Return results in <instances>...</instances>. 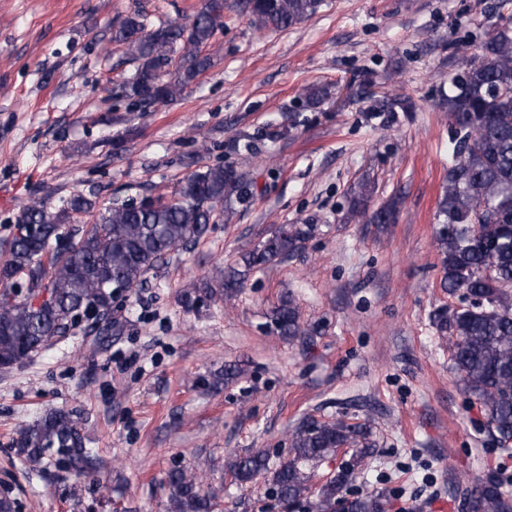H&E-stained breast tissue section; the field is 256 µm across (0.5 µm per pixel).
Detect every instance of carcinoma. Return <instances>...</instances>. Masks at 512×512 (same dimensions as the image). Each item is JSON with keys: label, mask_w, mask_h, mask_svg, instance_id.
Segmentation results:
<instances>
[{"label": "carcinoma", "mask_w": 512, "mask_h": 512, "mask_svg": "<svg viewBox=\"0 0 512 512\" xmlns=\"http://www.w3.org/2000/svg\"><path fill=\"white\" fill-rule=\"evenodd\" d=\"M512 0H500L494 28L480 50L459 59L449 79L448 110L464 138L448 148L452 163L438 201L435 243L444 272L442 286L468 302L438 311L433 323L448 337L454 368L466 394L475 398L486 426L501 445L512 440ZM321 0H241L240 10L252 26L286 30L316 14ZM224 29V0H202L192 22L148 26L141 7L112 30V44L122 47L121 61L135 64L112 93L147 111L173 100L211 66L202 54L217 31ZM330 95L326 86L303 89V103L315 107ZM252 182L246 164L208 165L188 174L174 194L115 198L100 203L82 192L55 208L45 199L23 204L16 230L0 257V370L30 361L80 326V314L93 307L109 316L117 298L113 287L131 293L147 283V274L172 252L195 244L246 203ZM372 194L359 185L349 200L355 214H365ZM314 232L312 224H285L238 266L200 283L211 298L217 289L233 296L254 270L282 262ZM283 336H312L316 329L301 320L291 295L271 310ZM19 459L39 461L64 456L68 474L92 466L81 421L72 410L53 409L16 431ZM352 450L350 460L315 494H310L306 466ZM373 443L365 423L343 419L302 423L293 433L288 460L270 467L267 453L251 450L228 463L241 484L270 475L273 495L285 512H387L385 498L374 492L349 496L348 482ZM169 512H215L214 496L203 480L185 468L168 471ZM466 512H512L508 481L491 476L468 491Z\"/></svg>", "instance_id": "1"}]
</instances>
